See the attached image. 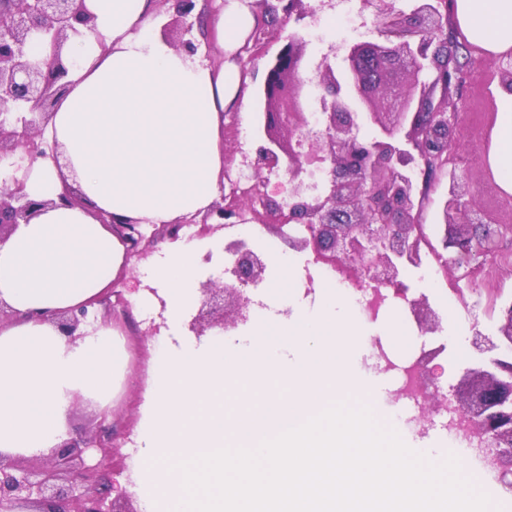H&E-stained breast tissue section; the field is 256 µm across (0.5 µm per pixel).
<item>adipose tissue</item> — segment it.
<instances>
[{
    "mask_svg": "<svg viewBox=\"0 0 512 512\" xmlns=\"http://www.w3.org/2000/svg\"><path fill=\"white\" fill-rule=\"evenodd\" d=\"M94 33L70 37L68 89L42 128L60 160L41 159L0 171L18 178L28 198L47 207L0 245V456L33 459L66 437L75 397L111 402L126 376L115 328L79 340L64 336L52 315L102 296L126 263L123 239L102 223L110 214L141 224H172L205 213L224 169L225 110L243 79L234 60L261 17L242 0L212 13L209 35L227 60L214 68L172 47L157 32L156 0H86ZM468 40L490 56L512 53V0H454ZM489 162L512 194V89L498 91ZM78 187L82 200L57 199ZM199 244L177 245L147 268L138 301L166 302L179 326L195 301L189 290Z\"/></svg>",
    "mask_w": 512,
    "mask_h": 512,
    "instance_id": "1",
    "label": "adipose tissue"
}]
</instances>
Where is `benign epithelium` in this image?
Returning a JSON list of instances; mask_svg holds the SVG:
<instances>
[{
    "instance_id": "7a95c632",
    "label": "benign epithelium",
    "mask_w": 512,
    "mask_h": 512,
    "mask_svg": "<svg viewBox=\"0 0 512 512\" xmlns=\"http://www.w3.org/2000/svg\"><path fill=\"white\" fill-rule=\"evenodd\" d=\"M377 17L384 33L406 40L354 43L345 49L339 70L328 58L321 60L317 131L308 128L304 112L303 42L291 34L267 60L261 129L268 146L260 150L256 170L285 167L292 200L288 223L306 225V234L293 237L296 248L313 249L356 280L371 279L393 288L420 331L434 333L440 325L438 314L425 296L413 297L400 279L403 268L419 264L429 242L427 230L417 224V186L411 172L421 160L438 167L455 154L462 124L447 87L464 83L468 68L449 64L458 43L447 32L449 20L440 13L438 0H417L408 13L388 6L379 9ZM82 27L95 30L85 0H0V163L17 155L58 158V147H48L41 139V126L67 87L63 46L70 36L81 34ZM35 35L49 41L51 53L29 61L25 48ZM365 117L379 130L371 142L358 137ZM253 190L248 201L259 204L254 218L284 232L275 200L256 185ZM240 203L241 197L231 191L228 203L209 209L202 225L208 230L236 227ZM45 206L28 199L16 179L12 186L1 187L0 244ZM102 222L117 226L131 255L138 258L148 255L159 240L176 239L181 228L146 226L110 214ZM439 232L442 270L460 281L470 278L472 258L494 255L512 227L482 223L469 184L451 172ZM225 250L233 257V282L200 284L202 305L190 323L199 336L208 328L246 319V289L265 272L264 260L244 241L233 240ZM88 318L83 307L60 313L55 320L76 339L84 336L79 328ZM497 320L496 335L476 332L474 355L452 390L440 384L438 366L432 364L445 344L422 351L417 364L422 410L460 412L464 437L475 444L499 483L512 489L511 300L499 306ZM90 448L104 458L112 456V435L95 433L68 441L39 463L0 457V512H17L20 504L35 512H61L53 507L57 500L69 502L71 512H119L115 506L123 494L106 503L110 485L105 470L83 458Z\"/></svg>"
}]
</instances>
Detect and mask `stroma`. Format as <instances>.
Instances as JSON below:
<instances>
[{"instance_id":"obj_1","label":"stroma","mask_w":512,"mask_h":512,"mask_svg":"<svg viewBox=\"0 0 512 512\" xmlns=\"http://www.w3.org/2000/svg\"><path fill=\"white\" fill-rule=\"evenodd\" d=\"M210 10L205 0H198L197 10L192 15L176 21L168 4H161L163 23L172 25V42L192 41L195 55L209 65L217 66L223 61L207 39L206 19ZM304 16L301 20L288 19L278 15L271 26L272 38L265 47L262 57L246 61L238 57L248 82L244 87V100L225 112V125L234 127L236 135L226 141L224 148L232 156L224 164V179L220 186L221 195H228L231 185L238 179H252L251 163L261 146L266 143L262 131L255 127V115L264 108L258 98L265 77V64L274 56L289 34H298L306 43L308 59L307 77L309 83L304 91L306 97V118L310 128H317L315 110L321 94L315 82V69L322 57H329L331 63H338V51L349 44L376 38L375 6L363 5L361 0H303ZM470 63L463 86L454 91L452 100L462 114L464 135L459 143L455 162L457 172L468 182L475 199L486 214L490 224L512 225V195L499 188L488 165V154L495 137L498 116L497 90L499 75L491 58L478 46L469 45ZM195 241L207 244L208 257L200 261L193 278L194 283L222 279L225 264V246L228 241L238 238L235 230L204 231L200 226L192 228ZM255 252L266 260L262 281L251 290L252 298L259 302L262 310L271 315H289L290 310L274 299L269 288L271 279L281 276L282 271L275 263V256H283L298 272H305V252L292 247L288 238L276 230L264 233V241L255 245ZM405 283L415 293L426 294L434 310L450 308L457 313L456 325H442L440 340L446 346L438 362L444 369L441 381L445 385L457 384L465 359L457 352L458 342H470L474 332L491 333L495 329V312L488 306L476 285L460 281L458 288H434L422 281L414 269L402 273ZM99 320H112L120 333L125 350L134 352L135 357L127 367L126 379L114 396L111 404L103 406L91 400H80L73 404L67 415L66 426L71 438L88 433L108 431L112 434L115 460L124 464L123 469L114 471L116 483L134 485L136 470L131 462L137 452L136 438L140 428L141 409L144 393L151 379V365L156 356L170 347H178L192 340L193 335L186 326L171 329L159 308L128 306L117 319H110L106 311H99ZM353 322L368 336V347L360 351L351 363L352 372L364 378H382L388 387L375 400L376 407L385 415L397 417L399 429L408 440L437 439L440 446L451 445L447 431L429 426L426 419L406 412V400L400 393V385L389 363L400 364L417 358L422 350L423 337L420 334L409 309L388 306L378 319L371 320L353 314ZM403 325L407 342L398 346L389 341L384 328L389 323Z\"/></svg>"}]
</instances>
